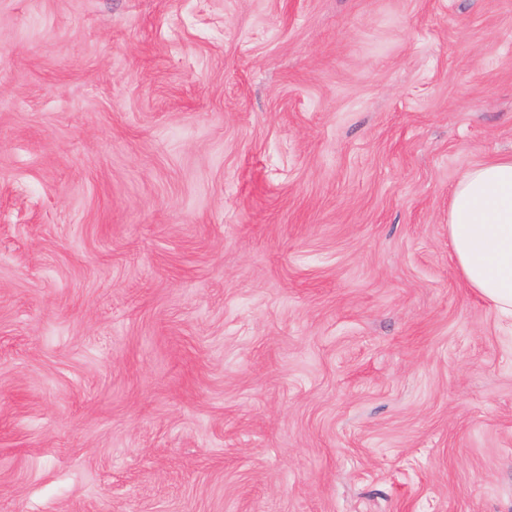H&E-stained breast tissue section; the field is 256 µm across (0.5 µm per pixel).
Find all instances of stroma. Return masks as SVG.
<instances>
[{
	"instance_id": "stroma-1",
	"label": "stroma",
	"mask_w": 512,
	"mask_h": 512,
	"mask_svg": "<svg viewBox=\"0 0 512 512\" xmlns=\"http://www.w3.org/2000/svg\"><path fill=\"white\" fill-rule=\"evenodd\" d=\"M504 156L512 0H0V512H512ZM448 235L467 286L512 319V157L480 162L460 177Z\"/></svg>"
}]
</instances>
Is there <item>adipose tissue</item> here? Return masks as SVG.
Masks as SVG:
<instances>
[{
  "instance_id": "adipose-tissue-1",
  "label": "adipose tissue",
  "mask_w": 512,
  "mask_h": 512,
  "mask_svg": "<svg viewBox=\"0 0 512 512\" xmlns=\"http://www.w3.org/2000/svg\"><path fill=\"white\" fill-rule=\"evenodd\" d=\"M448 235L467 286L512 319V157L478 163L460 177Z\"/></svg>"
}]
</instances>
